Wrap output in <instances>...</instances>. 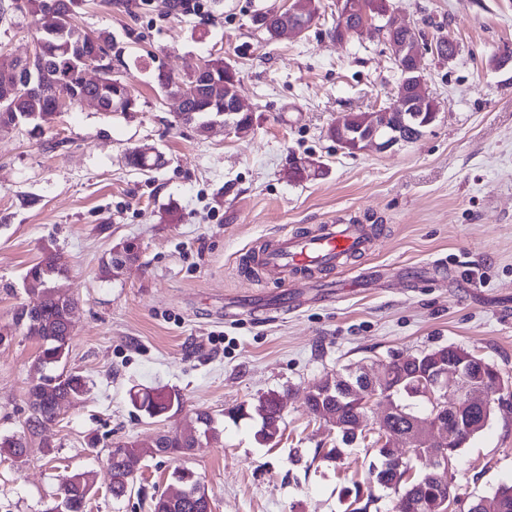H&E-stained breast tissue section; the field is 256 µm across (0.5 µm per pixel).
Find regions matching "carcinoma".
I'll return each mask as SVG.
<instances>
[{"mask_svg": "<svg viewBox=\"0 0 512 512\" xmlns=\"http://www.w3.org/2000/svg\"><path fill=\"white\" fill-rule=\"evenodd\" d=\"M79 0H12L7 6L0 7V13L25 10L34 17L35 37L48 42L50 58L43 68L39 91L23 95L15 106V111L0 112V125L14 121L15 116L27 115L42 123L51 122L54 112L53 89L57 80H63L74 95L95 96L106 112H131L136 107L135 99L126 85L117 78L107 77L102 85L91 84L84 79V66L81 61L82 51L97 50L105 60L107 70H112V49L110 34L99 33L100 42L93 47L87 44L89 33L74 23ZM359 13L352 14L344 20H336L332 30L336 40L343 42L353 37L358 39L373 34L364 30L363 15L374 10L383 11L390 7V0H358ZM257 28L271 29L281 23L276 9L269 8L253 17ZM228 62L218 56L207 60L208 82L205 86L206 97L203 101L192 100L184 111L175 115L182 123H202L217 115V110L224 107V96L230 86L224 79V66ZM155 82L161 93L175 97L182 92L185 79H179L160 69L155 75ZM127 164L137 170L150 171L161 165V156L145 155L136 150L128 153ZM137 258L134 245H123V251H113L109 259L102 263L104 276L112 274L128 261ZM65 275V270L57 259L48 255L28 268L25 278L32 279L39 285L40 302L28 308L22 306L14 315L15 326L26 331L36 339L41 347L37 359V377L29 387L30 412L23 431L17 435L0 440V454L9 456L18 466L23 467L29 461L32 449L43 454L51 453V444L41 438V429L55 421L62 407L75 406L82 402L86 392V381L80 375L55 372L69 349L71 336L70 313L77 304V298L67 290L56 287V281ZM442 359L462 360L470 352L454 347H442L427 353L409 355L402 359H393L385 365L384 385L387 397L396 404L407 408L413 414L416 398L410 396L412 390L424 378L425 361L435 356ZM132 403L149 417H162L169 413L177 414L184 410L185 401L178 392L157 390L142 395H131ZM311 413L325 421L338 420L344 424L355 423L357 415L362 412L357 399L347 397V392L336 390V383L325 378L320 381L307 398ZM256 412L261 418V427L257 432L259 438L268 442L279 432V423L283 415V403L279 396L270 394L259 401ZM221 430L218 419L210 412L195 409L189 415L188 424L170 434H161L151 441L119 442L115 449L108 452L105 465V481L112 496L118 498L132 490L136 480V465L144 457L168 454L178 457L193 452L201 447H210L220 442ZM378 463L370 471L368 483H376L386 488L399 487L400 494L395 499L405 496L408 506L399 512H440L441 501L452 493L448 481L436 477L438 471L431 467L419 479L408 476L411 462L428 456L425 448H395L393 442L386 441L376 449ZM96 475L78 471L71 475L45 512H85L87 501L95 486ZM209 500L205 486L194 471L188 468H176L166 491L154 503V512H205ZM474 512H512V486H502L472 503Z\"/></svg>", "mask_w": 512, "mask_h": 512, "instance_id": "obj_1", "label": "carcinoma"}]
</instances>
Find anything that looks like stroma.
Here are the masks:
<instances>
[{
  "mask_svg": "<svg viewBox=\"0 0 512 512\" xmlns=\"http://www.w3.org/2000/svg\"><path fill=\"white\" fill-rule=\"evenodd\" d=\"M82 0L75 21L109 32L120 50L113 77L136 100L131 112L79 105L51 126L0 128V438L28 415L40 348L13 321L38 301L28 267L55 255L78 299L66 356L83 376V402L42 431L54 452L16 467L0 457V512H44L73 471L101 470L113 443L183 428L178 414L151 418L133 393L180 392L187 405L225 409L282 397L270 442L259 417L225 421L221 446L141 461L131 493L98 481L86 512H153L175 467L205 484L212 512H349L347 487L363 481L380 431L342 460L319 457L339 442L306 398L325 376L453 345L483 357L512 382V0H391L405 24L457 45L429 58L426 88L436 121L413 143L349 153L328 136L336 119L387 105L399 75L384 45L331 35L335 0H320L303 35L275 40L252 16L285 0ZM34 19H0V51L26 57ZM236 68L253 113L247 136L198 135L174 121L156 88L164 69L186 78L209 56ZM134 149L163 164L127 166ZM318 166L297 181L294 162ZM366 227L372 248L297 292L241 273L284 229L329 219ZM137 258L112 277L103 260L127 242ZM302 303H295L296 294ZM462 504L512 484V396L461 449L452 469Z\"/></svg>",
  "mask_w": 512,
  "mask_h": 512,
  "instance_id": "1",
  "label": "stroma"
}]
</instances>
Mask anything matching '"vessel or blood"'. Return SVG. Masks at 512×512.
Segmentation results:
<instances>
[{"instance_id": "vessel-or-blood-1", "label": "vessel or blood", "mask_w": 512, "mask_h": 512, "mask_svg": "<svg viewBox=\"0 0 512 512\" xmlns=\"http://www.w3.org/2000/svg\"><path fill=\"white\" fill-rule=\"evenodd\" d=\"M358 225L329 222L305 234L279 235L263 257L264 271L279 279H299L315 270H331L348 255L366 249Z\"/></svg>"}]
</instances>
